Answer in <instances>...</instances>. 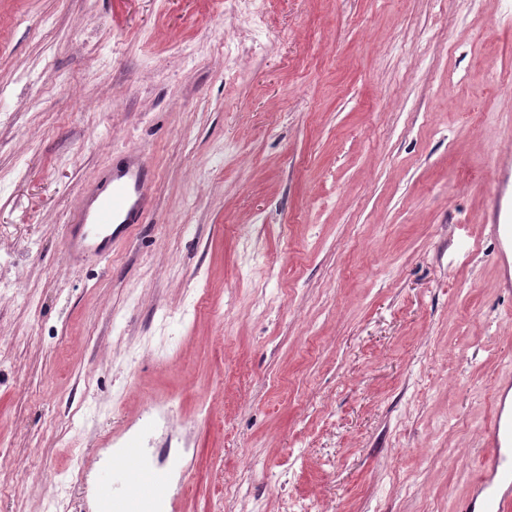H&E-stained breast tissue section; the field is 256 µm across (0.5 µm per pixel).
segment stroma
<instances>
[{"label":"stroma","mask_w":512,"mask_h":512,"mask_svg":"<svg viewBox=\"0 0 512 512\" xmlns=\"http://www.w3.org/2000/svg\"><path fill=\"white\" fill-rule=\"evenodd\" d=\"M512 0H0V512H459L512 377ZM145 224L72 265L129 154ZM167 420H159L158 411ZM145 439L138 440L135 448L125 449L123 460L104 471L100 486L112 498V492L119 493L127 502L136 503L145 495V490L160 488L164 479L160 473L150 470L142 459L139 448H146Z\"/></svg>","instance_id":"obj_1"}]
</instances>
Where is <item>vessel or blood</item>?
<instances>
[{"instance_id": "1", "label": "vessel or blood", "mask_w": 512, "mask_h": 512, "mask_svg": "<svg viewBox=\"0 0 512 512\" xmlns=\"http://www.w3.org/2000/svg\"><path fill=\"white\" fill-rule=\"evenodd\" d=\"M150 191V179L138 162L132 160L113 168L106 186L87 196L72 215L66 232L69 258L110 254L122 230L130 229L146 210ZM489 439L491 450L476 480L483 499L464 500L460 512H512V414L496 411ZM163 483L162 475L146 466L136 448L126 449L122 461L100 477L105 494L119 493L130 503Z\"/></svg>"}]
</instances>
